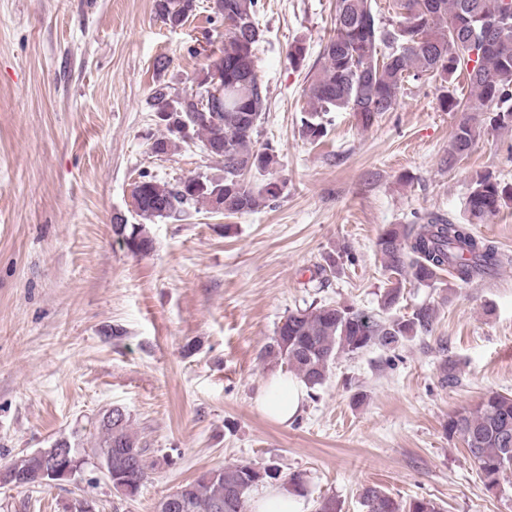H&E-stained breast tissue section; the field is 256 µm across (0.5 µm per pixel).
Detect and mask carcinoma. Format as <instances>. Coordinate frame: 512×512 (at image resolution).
Masks as SVG:
<instances>
[{"label": "carcinoma", "mask_w": 512, "mask_h": 512, "mask_svg": "<svg viewBox=\"0 0 512 512\" xmlns=\"http://www.w3.org/2000/svg\"><path fill=\"white\" fill-rule=\"evenodd\" d=\"M196 0H155V10L170 28L182 26L196 10ZM334 34L322 45L320 66L308 86L310 109L301 117L302 133L317 142L326 135L320 113L332 109L352 113L367 129L394 109L410 81L432 79L453 84L463 76L470 96L462 100L444 90L440 108L461 112L448 147L446 163L453 166L471 152L479 129L476 115L488 114L490 125L512 128V0H388L383 18L376 0H336ZM258 0H221L216 17L224 21V44L218 57L202 69L196 88L173 96L157 85L149 106L168 113V135L151 147L166 155L198 137L205 150L224 162V175H198L176 184L144 178L133 190L140 218L130 224L112 218L118 240L135 254L152 249L148 225L202 204L227 215L254 211L275 200L280 186L268 180L256 189L246 175L265 173L276 164L273 150L255 147V135L266 109L267 90L256 72V51L263 30L257 19ZM512 202V184L491 174H479L466 198L468 222L455 223L434 212L415 216L410 224H392L375 246L388 273L380 305L392 309L407 282L435 283L442 272L469 284L493 275L512 258L491 240L475 235L481 224ZM353 264L354 250L346 245L338 256L328 255L320 271L334 270L340 260ZM434 309L421 307L409 318L381 320L352 306L310 305L288 313L262 357L281 361L306 387L322 386L330 366L342 355L372 347L394 350L420 333L432 331ZM448 438L464 444L466 460L487 491L507 492L512 475V396L491 391L473 407L448 414ZM97 455L112 471V488L140 491L153 465L131 431L126 413L115 407L99 425ZM16 474L13 485H42L38 461L23 456L5 466ZM280 477L274 465L250 461L211 469L181 485V508L176 512H249L253 488ZM365 512H442L425 497L401 501L377 486L360 491Z\"/></svg>", "instance_id": "cac0c4a2"}]
</instances>
